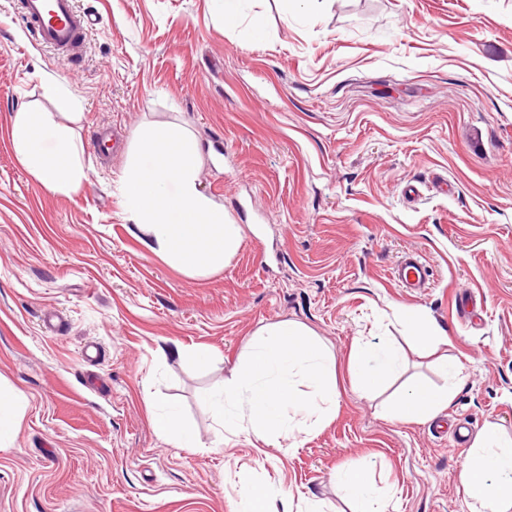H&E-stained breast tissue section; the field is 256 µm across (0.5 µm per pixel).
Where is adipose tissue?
<instances>
[{
  "mask_svg": "<svg viewBox=\"0 0 512 512\" xmlns=\"http://www.w3.org/2000/svg\"><path fill=\"white\" fill-rule=\"evenodd\" d=\"M11 140L15 153L46 189L76 188L81 180V148L68 129L53 125L46 113H16ZM200 155L183 131L157 128L137 133L133 160L123 176L121 205L137 237L153 253L189 275L223 266L240 244V228L198 187ZM348 369L359 392L376 393L397 375L403 355L394 343L354 342ZM336 358L302 323L278 321L250 340L240 366L210 401L220 429L242 431L258 441L275 434L299 441L335 415L340 402ZM460 381L450 369L446 385L407 382L390 402L394 420L436 418L454 400ZM374 464L337 471L335 481L354 504L353 512H396L379 488ZM458 481L469 512H512V435L485 423L462 460ZM247 512H325L310 499L293 504L265 485L250 486Z\"/></svg>",
  "mask_w": 512,
  "mask_h": 512,
  "instance_id": "ef3b65f1",
  "label": "adipose tissue"
}]
</instances>
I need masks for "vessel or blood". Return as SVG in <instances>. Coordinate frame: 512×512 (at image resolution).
<instances>
[{"instance_id": "b4317fda", "label": "vessel or blood", "mask_w": 512, "mask_h": 512, "mask_svg": "<svg viewBox=\"0 0 512 512\" xmlns=\"http://www.w3.org/2000/svg\"><path fill=\"white\" fill-rule=\"evenodd\" d=\"M20 18L35 40L53 49L64 63L82 51L91 20L76 0H20ZM392 275L405 288H422L428 281L426 265L415 256L394 267Z\"/></svg>"}]
</instances>
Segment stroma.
Listing matches in <instances>:
<instances>
[{
    "label": "stroma",
    "mask_w": 512,
    "mask_h": 512,
    "mask_svg": "<svg viewBox=\"0 0 512 512\" xmlns=\"http://www.w3.org/2000/svg\"><path fill=\"white\" fill-rule=\"evenodd\" d=\"M15 3L0 0V386L24 410L0 442V512H243L253 484L351 512L333 476L372 459L399 512H468L467 446L385 417L347 354L408 335L392 312L417 311L464 376L444 419L512 434V0H245L228 26L211 0H76L97 23L71 64ZM51 77L76 113L44 95ZM23 111L82 145L77 189L19 161ZM156 127L194 139L201 192L240 227L217 270L172 267L120 204L134 134ZM112 132L122 149L101 155ZM412 253L429 271L416 292L391 277ZM287 319L336 356L335 417L296 448L220 434L206 394ZM151 397L199 450L157 433Z\"/></svg>",
    "instance_id": "obj_1"
}]
</instances>
